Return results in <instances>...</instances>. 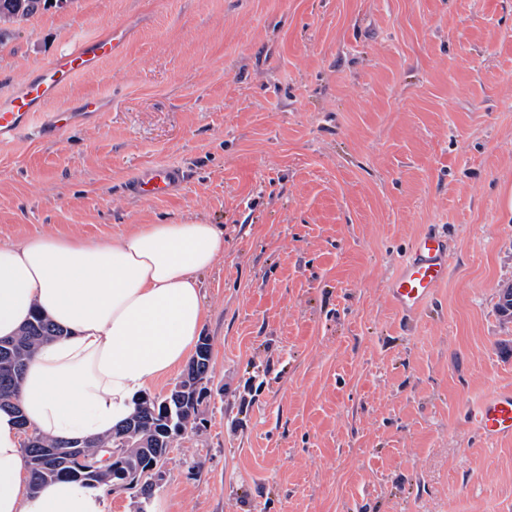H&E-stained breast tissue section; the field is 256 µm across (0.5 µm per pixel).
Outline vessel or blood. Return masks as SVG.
Masks as SVG:
<instances>
[{
	"label": "vessel or blood",
	"instance_id": "1",
	"mask_svg": "<svg viewBox=\"0 0 512 512\" xmlns=\"http://www.w3.org/2000/svg\"><path fill=\"white\" fill-rule=\"evenodd\" d=\"M122 44L123 36L117 31L79 38L50 64L23 76L8 96L0 98V145L12 143L32 130L44 139L61 140L83 113L102 119L101 102L96 98L78 105L66 104L52 112L45 106L67 83L119 52ZM183 181L179 167L148 166L135 177L131 190L146 199L163 198L179 190ZM447 276L446 239L436 233L417 236L388 282L398 312L406 317L420 314ZM469 418L485 443L511 440L512 388H499L481 397L470 409Z\"/></svg>",
	"mask_w": 512,
	"mask_h": 512
}]
</instances>
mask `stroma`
<instances>
[{"instance_id": "1", "label": "stroma", "mask_w": 512, "mask_h": 512, "mask_svg": "<svg viewBox=\"0 0 512 512\" xmlns=\"http://www.w3.org/2000/svg\"><path fill=\"white\" fill-rule=\"evenodd\" d=\"M121 51L59 94L105 115L0 149V241L224 228L210 381L146 512H512V0H56L0 34V97L72 36ZM175 165L144 200L137 173ZM445 230L416 319L387 281ZM184 182L183 171L176 166H148L143 168L131 184V190L145 199L170 196ZM482 440L493 445L512 439V388H499L481 397L469 410Z\"/></svg>"}]
</instances>
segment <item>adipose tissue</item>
Here are the masks:
<instances>
[{"mask_svg":"<svg viewBox=\"0 0 512 512\" xmlns=\"http://www.w3.org/2000/svg\"><path fill=\"white\" fill-rule=\"evenodd\" d=\"M224 253L216 224H140L117 238L0 241V337L34 311L64 334L41 344L19 404L58 440L103 438L152 383L191 357L205 323L202 276ZM21 433L0 410V512H106L108 493L60 480L31 493Z\"/></svg>","mask_w":512,"mask_h":512,"instance_id":"1","label":"adipose tissue"}]
</instances>
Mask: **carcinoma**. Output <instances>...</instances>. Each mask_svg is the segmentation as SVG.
<instances>
[{
	"instance_id": "1",
	"label": "carcinoma",
	"mask_w": 512,
	"mask_h": 512,
	"mask_svg": "<svg viewBox=\"0 0 512 512\" xmlns=\"http://www.w3.org/2000/svg\"><path fill=\"white\" fill-rule=\"evenodd\" d=\"M50 0H0V26L11 25L23 21ZM61 334L44 315L37 313L18 336L0 340V409H7L17 414L18 420H24L19 404L18 395L20 381L14 373L4 367L6 355H11L19 362L20 367H26L37 347ZM211 359L210 343L197 346L195 355L186 369L187 378L180 382L181 390L177 396L163 398L143 396L136 405L131 417L118 425L112 434L106 438H94L79 445L73 442L59 441L47 438L37 432L32 434L28 443L23 445L30 469V490L38 492L44 485L60 479H76L97 488L112 490L118 478L112 476V469L99 465V460L105 448L119 447L118 440L126 438L131 445L142 448H152L158 455H163L173 447L180 432L177 427L185 430L196 429L201 424L199 406L201 405L202 389L199 382L208 377ZM81 447L83 462H72L70 465L49 467L40 462L43 450L55 448L61 454H67L70 448Z\"/></svg>"
}]
</instances>
